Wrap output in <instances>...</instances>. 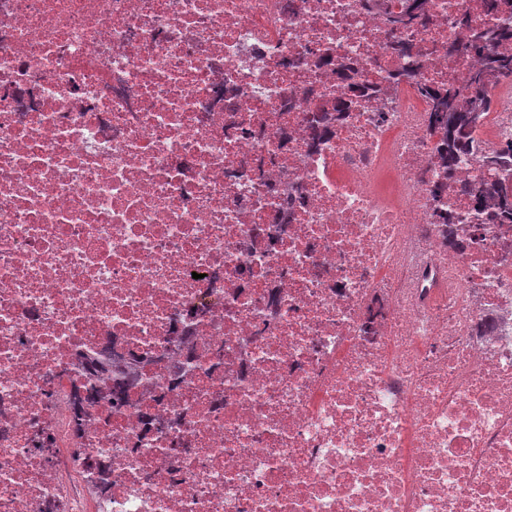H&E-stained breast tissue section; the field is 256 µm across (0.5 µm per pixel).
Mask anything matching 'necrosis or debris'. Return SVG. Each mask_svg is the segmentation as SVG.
I'll list each match as a JSON object with an SVG mask.
<instances>
[{
  "instance_id": "1",
  "label": "necrosis or debris",
  "mask_w": 512,
  "mask_h": 512,
  "mask_svg": "<svg viewBox=\"0 0 512 512\" xmlns=\"http://www.w3.org/2000/svg\"><path fill=\"white\" fill-rule=\"evenodd\" d=\"M507 26L0 0V512H512ZM500 37L507 36L494 31H483L472 35L471 41L480 45L481 50L485 53L487 64L484 69L469 78L467 85H480L490 78L500 76L512 77V55L496 50ZM465 90L466 87L463 86L449 87L448 92L446 91L444 95H439L440 97L436 101V111L439 114L438 120L441 119L442 122L448 125V147L452 142L453 149H455V143L459 142L462 128L467 127L475 121V112H479V110L472 105H463L462 101L465 97Z\"/></svg>"
}]
</instances>
